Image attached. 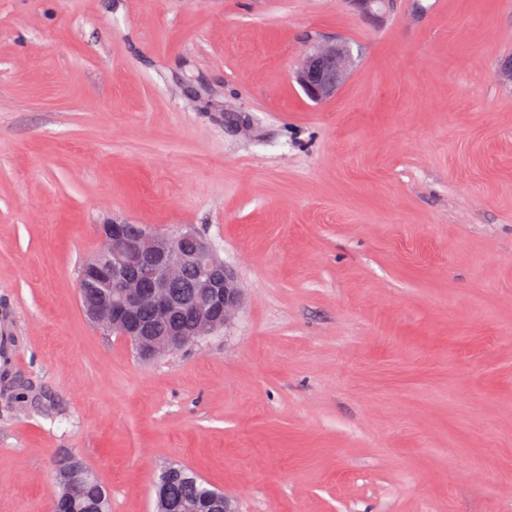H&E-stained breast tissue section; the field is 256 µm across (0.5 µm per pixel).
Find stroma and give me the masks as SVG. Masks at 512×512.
Listing matches in <instances>:
<instances>
[{
  "instance_id": "stroma-1",
  "label": "stroma",
  "mask_w": 512,
  "mask_h": 512,
  "mask_svg": "<svg viewBox=\"0 0 512 512\" xmlns=\"http://www.w3.org/2000/svg\"><path fill=\"white\" fill-rule=\"evenodd\" d=\"M510 60L512 0H0V512H54L62 450L112 512L171 465L241 512H512ZM112 218L193 226L234 323L97 329ZM351 57V49L345 43L321 45L307 55L296 80L311 100L327 99L345 79Z\"/></svg>"
}]
</instances>
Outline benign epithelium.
<instances>
[{
    "label": "benign epithelium",
    "mask_w": 512,
    "mask_h": 512,
    "mask_svg": "<svg viewBox=\"0 0 512 512\" xmlns=\"http://www.w3.org/2000/svg\"><path fill=\"white\" fill-rule=\"evenodd\" d=\"M351 49L345 43L319 46L305 58L296 80L313 101L335 94L346 77ZM103 246L85 262L81 283L91 280L112 293L85 307L96 325L108 326L129 341L142 360L166 356L220 327L231 324L244 307L245 294L233 269L221 260L211 243L187 225L174 235L154 234L140 224L113 218L101 225ZM195 240L192 252L182 251L181 241ZM197 273L198 292L189 298L170 290L171 282L186 267ZM150 310L157 324L169 323L163 336H153L140 320L142 310ZM186 312L182 320L177 315ZM175 470L160 473L157 498L161 512H196L189 505L180 509L168 501L166 487ZM82 476L77 470L68 474L67 494L56 500L58 512L66 499L81 492Z\"/></svg>",
    "instance_id": "obj_1"
}]
</instances>
